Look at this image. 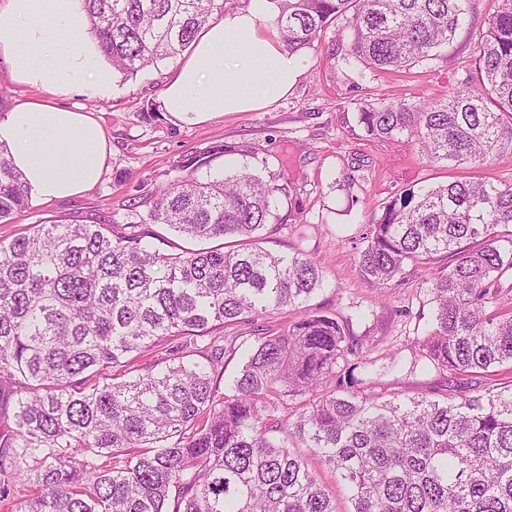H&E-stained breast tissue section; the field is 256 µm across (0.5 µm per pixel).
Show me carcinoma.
<instances>
[{
    "label": "carcinoma",
    "mask_w": 512,
    "mask_h": 512,
    "mask_svg": "<svg viewBox=\"0 0 512 512\" xmlns=\"http://www.w3.org/2000/svg\"><path fill=\"white\" fill-rule=\"evenodd\" d=\"M489 19L471 81L442 103L365 102L367 137L407 134L431 161L512 159V0ZM112 69L132 76L185 51L224 0H85ZM471 0H284L282 38L310 47L349 16L345 61L405 72L438 59ZM0 144V221L31 202ZM280 188L242 171L131 199L125 224H40L0 243V512H512V185L452 181L385 206L357 263L376 288L441 258L423 369L445 394L380 400L354 376L363 338L306 306L324 275L261 246ZM144 224L230 249L171 254ZM299 310L256 337L226 385L216 327ZM182 339L146 372L86 390L87 373ZM201 351L205 361L192 359ZM484 392L467 397L463 390ZM347 493L343 511L317 468Z\"/></svg>",
    "instance_id": "1"
}]
</instances>
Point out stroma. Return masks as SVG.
Wrapping results in <instances>:
<instances>
[{"label":"stroma","instance_id":"stroma-1","mask_svg":"<svg viewBox=\"0 0 512 512\" xmlns=\"http://www.w3.org/2000/svg\"><path fill=\"white\" fill-rule=\"evenodd\" d=\"M499 0H473L468 25L439 59L406 73H360L343 60L349 47L345 20L333 23L304 50V75L288 96L260 112H227L197 125H181L159 110L160 95L179 68L169 59L136 76L115 74L112 95L91 100L71 92L57 104L92 113L112 148L100 181L87 192L29 207L0 223L10 242L38 224H123L130 197L148 201L157 187L194 176H220L248 168L278 185L265 248L301 252L325 273L311 308L348 320L365 339L359 377L383 397L406 390L431 395L445 376L412 371L413 346L432 317L427 288L435 265L407 267L404 279L381 290L361 276L356 258L384 203L410 191L454 180L512 184V160L451 169L423 157L404 136H365L357 119L364 101L439 102L474 72L479 45Z\"/></svg>","mask_w":512,"mask_h":512}]
</instances>
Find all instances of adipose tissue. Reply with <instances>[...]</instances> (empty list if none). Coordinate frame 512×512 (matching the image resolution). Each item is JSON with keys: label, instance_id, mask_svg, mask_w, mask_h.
<instances>
[{"label": "adipose tissue", "instance_id": "obj_1", "mask_svg": "<svg viewBox=\"0 0 512 512\" xmlns=\"http://www.w3.org/2000/svg\"><path fill=\"white\" fill-rule=\"evenodd\" d=\"M279 15L276 0H248L205 26L165 86L161 110L176 123L198 124L286 98L305 65L282 41ZM87 28L83 0H0V55L21 82L51 95L111 96L112 67ZM0 144L32 197L43 201L90 190L111 153L91 115L52 103L24 102L6 112Z\"/></svg>", "mask_w": 512, "mask_h": 512}]
</instances>
